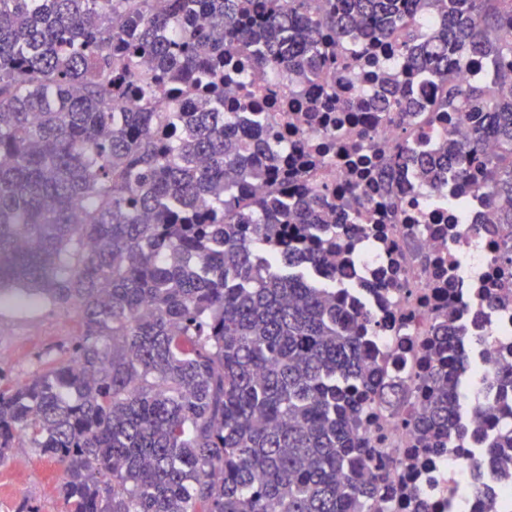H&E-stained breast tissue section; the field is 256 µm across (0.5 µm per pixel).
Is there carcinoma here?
I'll use <instances>...</instances> for the list:
<instances>
[{"mask_svg":"<svg viewBox=\"0 0 512 512\" xmlns=\"http://www.w3.org/2000/svg\"><path fill=\"white\" fill-rule=\"evenodd\" d=\"M290 2L0 0V299L79 315L60 354L0 384V466L27 441L60 466L63 512H363L375 494L357 415L383 385L336 280L316 278L333 248L291 244L336 195L288 184L274 136L224 111L225 54L310 81L346 39L393 43L440 80L431 111L483 121L392 168L462 176L492 138L482 189L512 224V0ZM188 14L203 23L180 28ZM488 58L491 78L456 79ZM377 109L415 111L396 86ZM258 178L276 192L253 194ZM437 340L448 365L413 420L434 441L461 408L446 315ZM486 452L512 466V430Z\"/></svg>","mask_w":512,"mask_h":512,"instance_id":"carcinoma-1","label":"carcinoma"}]
</instances>
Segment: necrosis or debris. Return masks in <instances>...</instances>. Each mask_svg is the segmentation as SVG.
I'll return each instance as SVG.
<instances>
[{
	"label": "necrosis or debris",
	"mask_w": 512,
	"mask_h": 512,
	"mask_svg": "<svg viewBox=\"0 0 512 512\" xmlns=\"http://www.w3.org/2000/svg\"><path fill=\"white\" fill-rule=\"evenodd\" d=\"M354 65L328 80L298 81L285 72L258 68L245 59L224 71V84L239 101L236 117L246 127L275 132L287 147L294 183H313L344 194L356 189V211L326 210L315 237L336 246L337 301L360 314L362 351L375 361L381 383L395 384L401 402L363 401L359 433L370 450L373 472L388 471L365 512H512V468H499L483 450L512 429V390L495 370L512 361V224H499L481 194L482 156L467 179L446 170L439 182L414 164L398 169L394 184L384 173L396 149L439 152L448 136H463L479 122L466 110L434 112L440 94L431 74L407 70L395 48L349 44ZM412 91L418 110L408 120L370 108L383 72ZM269 97L263 111L249 108ZM495 304H488V295ZM450 315L468 407L455 424L461 438L446 450L422 452L410 417L431 399L430 369L437 315Z\"/></svg>",
	"instance_id": "obj_1"
}]
</instances>
